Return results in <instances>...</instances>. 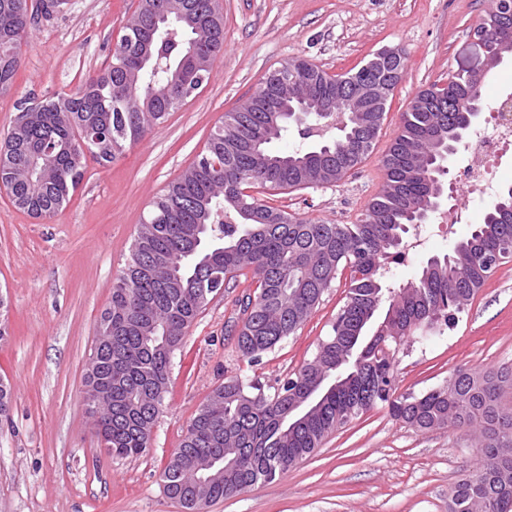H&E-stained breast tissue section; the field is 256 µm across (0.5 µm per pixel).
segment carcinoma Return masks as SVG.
<instances>
[{
  "instance_id": "obj_1",
  "label": "carcinoma",
  "mask_w": 512,
  "mask_h": 512,
  "mask_svg": "<svg viewBox=\"0 0 512 512\" xmlns=\"http://www.w3.org/2000/svg\"><path fill=\"white\" fill-rule=\"evenodd\" d=\"M19 2L0 0V94L14 83L21 43L38 15ZM165 2L139 0L108 67L75 92L18 102L39 116L24 138L8 134L0 142V180L19 210L36 219L56 215L75 193L87 157L99 164L114 161L175 111L169 97L181 94L179 85L173 84L167 95L158 93L168 72L180 65L194 69V52L214 58L223 51L224 20L212 11L211 0H183L187 24L159 19ZM145 45L152 46L147 62L140 57ZM292 63L296 80L269 70L254 94L258 109L228 113L224 126L210 134L206 152L190 164L194 176L172 181L141 220L98 324L112 328V345L92 350L98 356L93 390L111 394L106 405L88 408L96 417L101 445L118 458L140 457L151 447V425L165 409L172 360L201 313V290H222L246 269L261 282L254 296L243 301L237 330L242 358L257 363L303 325L339 269L347 267L350 288L340 310L342 334L331 327L315 357L272 392L237 378L216 386L163 469L165 493L186 512H197V497L213 503L272 481L347 422L381 405L415 430L451 422L476 434L478 463L451 488L448 512H512V364L484 371L460 367L452 393L436 387L399 394L395 385L399 347L418 331L440 335L455 322L489 278L482 262L485 251L512 243V223L486 215L451 253L429 258L405 283L381 333L356 344L366 328L363 318L386 311L379 289L385 287L382 271L394 233L407 223L400 203L421 211L432 201L428 185L439 177L433 162L438 148L426 134L439 127L450 143L458 132L460 98L473 80L466 73L450 74L447 84L434 83L414 96L431 99L430 111L409 107L402 113L381 160L386 180L399 183L402 199L382 189L356 222L326 224L301 219L240 189L313 188L311 174L317 167L331 164L346 172L363 163L380 130L364 129L346 114L347 133L330 128L307 147L280 151L276 142L296 121L286 112L276 117L268 112L274 105L268 89L279 87L285 100L297 94L314 100L321 94L339 95L364 78L395 87L405 73V57L334 75L304 59ZM88 128L99 146L86 153L79 138ZM257 130L265 136L262 148L274 158L264 169L252 165L244 148ZM36 151L43 158L34 165ZM240 203L277 216L251 224L238 211ZM326 372L339 378L338 387L321 394L308 414L288 427L293 397L310 393ZM221 449L224 474L199 484V466Z\"/></svg>"
}]
</instances>
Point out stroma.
<instances>
[{
    "mask_svg": "<svg viewBox=\"0 0 512 512\" xmlns=\"http://www.w3.org/2000/svg\"><path fill=\"white\" fill-rule=\"evenodd\" d=\"M224 52L210 78L168 120L111 164L88 161L72 200L36 220L0 190V295L10 336L0 342V375L15 386L0 419V512H184L160 475L200 404L224 378L278 387L311 360L349 289L341 270L298 332L251 365L241 359L240 302L251 276L215 297L188 329L169 374L167 407L149 451L113 457L95 433L85 373L112 284L143 212L206 150L210 132L259 87L264 74L304 58L341 74L370 54L396 48L406 71L370 156L340 184L276 195L273 206L328 224L355 222L384 183L380 160L402 112L421 89L474 64L473 31L492 0H218ZM138 0H61L29 28L11 91L0 95V137L18 99L74 91L103 71ZM493 197L474 204L472 223L439 232L425 255L391 265L412 279L427 259L452 251ZM512 363V260L489 277L457 324L417 339L397 354L399 391L426 392L465 365ZM472 436L453 425L417 431L380 406L339 429L312 456L275 480L224 499L205 512H448V492L477 459Z\"/></svg>",
    "mask_w": 512,
    "mask_h": 512,
    "instance_id": "1",
    "label": "stroma"
}]
</instances>
